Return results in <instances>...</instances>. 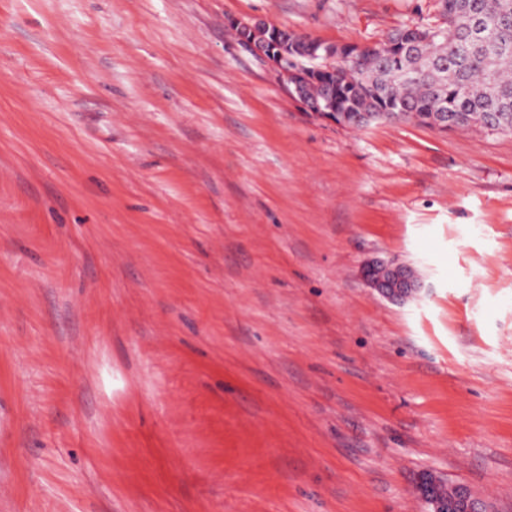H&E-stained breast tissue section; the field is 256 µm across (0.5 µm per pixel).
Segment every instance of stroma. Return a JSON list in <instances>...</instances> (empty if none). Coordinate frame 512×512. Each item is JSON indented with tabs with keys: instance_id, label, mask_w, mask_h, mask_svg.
I'll return each mask as SVG.
<instances>
[{
	"instance_id": "stroma-1",
	"label": "stroma",
	"mask_w": 512,
	"mask_h": 512,
	"mask_svg": "<svg viewBox=\"0 0 512 512\" xmlns=\"http://www.w3.org/2000/svg\"><path fill=\"white\" fill-rule=\"evenodd\" d=\"M231 18L445 22L0 0V512H425V471L512 512V132L314 117ZM363 277L369 288L393 302L409 299L421 287L412 267L385 261L365 266Z\"/></svg>"
}]
</instances>
